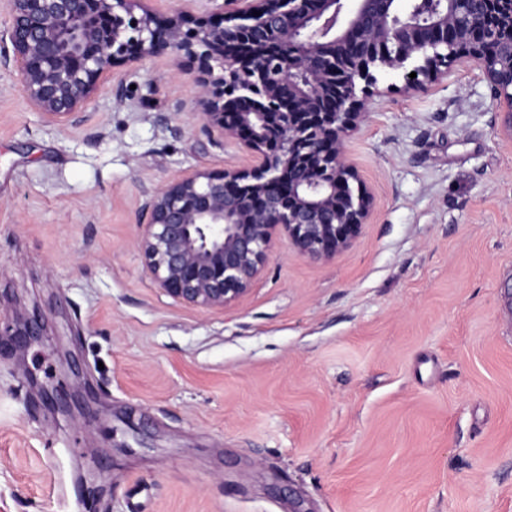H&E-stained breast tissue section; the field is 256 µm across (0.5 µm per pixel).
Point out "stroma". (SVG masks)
Returning a JSON list of instances; mask_svg holds the SVG:
<instances>
[{"label":"stroma","instance_id":"35a3bbf8","mask_svg":"<svg viewBox=\"0 0 512 512\" xmlns=\"http://www.w3.org/2000/svg\"><path fill=\"white\" fill-rule=\"evenodd\" d=\"M10 23L0 0V322L42 334L0 336V512H512V137L478 67L378 72L356 244L278 238L204 310L137 248L156 190L249 163L210 142L192 63L117 67L54 124Z\"/></svg>","mask_w":512,"mask_h":512}]
</instances>
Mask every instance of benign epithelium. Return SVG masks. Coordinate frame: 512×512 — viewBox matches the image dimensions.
<instances>
[{"instance_id": "benign-epithelium-1", "label": "benign epithelium", "mask_w": 512, "mask_h": 512, "mask_svg": "<svg viewBox=\"0 0 512 512\" xmlns=\"http://www.w3.org/2000/svg\"><path fill=\"white\" fill-rule=\"evenodd\" d=\"M8 2L28 103L50 123L78 121L115 67L197 63L210 139L233 140L252 163L155 191L138 247L158 288L201 309L244 295L279 234L315 260L354 245L373 197L345 138L368 119L376 71L416 90L422 76L476 65L512 136V0H224L222 14L201 17L154 0Z\"/></svg>"}]
</instances>
